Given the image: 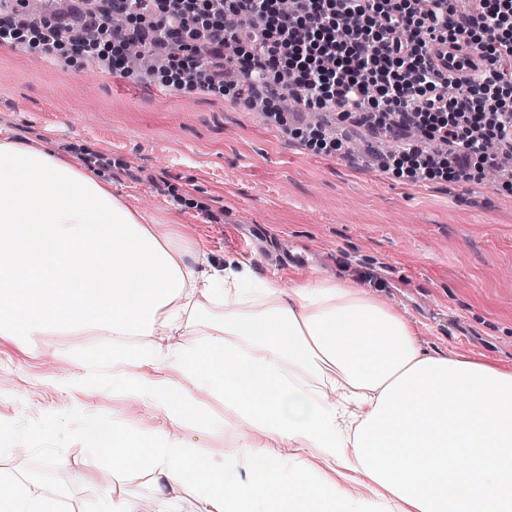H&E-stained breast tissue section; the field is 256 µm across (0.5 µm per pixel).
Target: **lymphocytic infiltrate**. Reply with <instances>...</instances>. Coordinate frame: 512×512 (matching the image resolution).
<instances>
[{
	"label": "lymphocytic infiltrate",
	"mask_w": 512,
	"mask_h": 512,
	"mask_svg": "<svg viewBox=\"0 0 512 512\" xmlns=\"http://www.w3.org/2000/svg\"><path fill=\"white\" fill-rule=\"evenodd\" d=\"M455 0H212L221 15L213 30L198 28L193 12L162 13L157 0H109L108 15L123 24L113 38L169 53L195 47L178 60L171 83L192 91L222 89L206 70L232 54L239 81L263 87L265 106L287 95L308 109L331 110L390 133L416 132L445 143L447 152L400 149L408 175L477 179L512 155V0H473L458 12ZM465 41L487 63L459 83L456 95L434 70L429 46ZM442 122L422 125V115Z\"/></svg>",
	"instance_id": "obj_1"
}]
</instances>
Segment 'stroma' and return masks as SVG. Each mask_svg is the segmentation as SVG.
Returning a JSON list of instances; mask_svg holds the SVG:
<instances>
[{"mask_svg": "<svg viewBox=\"0 0 512 512\" xmlns=\"http://www.w3.org/2000/svg\"><path fill=\"white\" fill-rule=\"evenodd\" d=\"M304 108L274 120L216 91L185 92L161 72L112 73L73 52L48 61L0 36V129L78 153L133 210L187 230L215 266L247 262L291 286L321 274L367 285L412 323L420 346L512 366V170L453 182L400 176L385 140L332 120L341 151L309 142ZM95 337L28 336L0 350V480L95 512L113 486L148 502L149 474L115 476L80 436L89 414L120 416L110 376L83 368Z\"/></svg>", "mask_w": 512, "mask_h": 512, "instance_id": "35a3bbf8", "label": "stroma"}]
</instances>
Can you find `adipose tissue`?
<instances>
[{
    "label": "adipose tissue",
    "mask_w": 512,
    "mask_h": 512,
    "mask_svg": "<svg viewBox=\"0 0 512 512\" xmlns=\"http://www.w3.org/2000/svg\"><path fill=\"white\" fill-rule=\"evenodd\" d=\"M60 330L109 336L83 365L121 375L128 417L166 419L92 416L84 442L205 512H512V367L423 352L371 287L215 267L80 159L0 131V346ZM190 422L243 437L206 460ZM0 512L61 506L5 482ZM167 498L172 500V512H204V504L197 495L186 488H168Z\"/></svg>",
    "instance_id": "1"
}]
</instances>
